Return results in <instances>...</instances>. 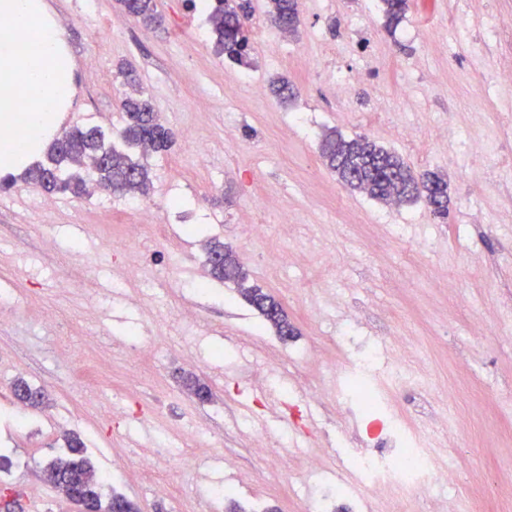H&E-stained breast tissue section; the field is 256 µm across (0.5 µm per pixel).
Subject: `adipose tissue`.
I'll use <instances>...</instances> for the list:
<instances>
[{
  "label": "adipose tissue",
  "mask_w": 512,
  "mask_h": 512,
  "mask_svg": "<svg viewBox=\"0 0 512 512\" xmlns=\"http://www.w3.org/2000/svg\"><path fill=\"white\" fill-rule=\"evenodd\" d=\"M74 68L45 0H0V180L41 161L71 107Z\"/></svg>",
  "instance_id": "1"
}]
</instances>
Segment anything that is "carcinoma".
Here are the masks:
<instances>
[{
  "mask_svg": "<svg viewBox=\"0 0 512 512\" xmlns=\"http://www.w3.org/2000/svg\"><path fill=\"white\" fill-rule=\"evenodd\" d=\"M119 2L144 27L159 23L155 0ZM381 2L387 25L399 24L405 17L407 0ZM205 9L217 49L239 65L249 64L251 0H206ZM266 13L272 23L291 34L300 22L299 0H267ZM121 109L125 114L120 131L124 146L115 145L94 127H74L63 134L66 149L61 151L51 146L48 163L29 169L26 178L49 193L76 197L91 194L93 188L125 196L146 195L151 186L149 165L146 160L133 157L128 149L148 141L151 148L143 152L144 157L166 152L173 144L174 135L148 100L139 94L125 96ZM321 157L344 186L373 200L384 203L421 200L429 208L438 206L437 217L448 216V180L444 175L434 171L416 173L399 154L365 137H345L333 131L322 140ZM205 255L209 277L235 285L244 300L275 329L277 336H283L285 327H293L278 300L259 287L247 285V273L223 241L207 240ZM15 396L31 408L42 405L45 398L42 390L23 380L15 385ZM67 448L66 455L52 460L45 468L48 482L56 488L67 482L82 486L95 502L96 512H138L136 505L122 495L103 496L99 479L86 457L85 444L79 437H69Z\"/></svg>",
  "mask_w": 512,
  "mask_h": 512,
  "instance_id": "obj_1",
  "label": "carcinoma"
}]
</instances>
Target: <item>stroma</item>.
Returning a JSON list of instances; mask_svg holds the SVG:
<instances>
[{
  "label": "stroma",
  "mask_w": 512,
  "mask_h": 512,
  "mask_svg": "<svg viewBox=\"0 0 512 512\" xmlns=\"http://www.w3.org/2000/svg\"><path fill=\"white\" fill-rule=\"evenodd\" d=\"M46 2L76 66L74 106L60 129L115 134L124 122L120 100L135 88L171 128L174 144L148 159L152 187L142 203L156 218L135 237L125 234L137 219L125 196L58 195L48 211L42 189L24 179L0 189V310L12 314L0 324V454L9 460L0 498L75 512L44 477L75 433L95 470L139 512H248L255 494L271 512H310V494L296 491L290 475L301 449H289L277 468L252 439L307 432L332 471L346 453L341 438L362 429L306 399L256 396L261 368L272 364L285 376L294 368L287 343L234 285L196 288L204 240L216 237L236 253L249 283L282 304L300 340L324 356L332 354L330 338L349 326L350 309L377 301L390 326L383 353L397 336L419 342L416 369L426 381H442L449 411L480 403L474 428L451 423L432 438L459 453L473 512H499L483 490L512 467V418L496 406L512 396V339L472 333L512 303V214L497 206L512 193V114L499 111L491 82L512 66V54L483 37L489 18L461 11L458 0H408L404 20L390 28L380 0H299V28L275 53L265 0H252L266 38L239 66L217 52L190 0H157L162 24L155 29L118 0ZM371 55L380 58L375 77L337 97V73ZM127 66L136 86L124 82ZM278 77L293 87L288 102L250 86ZM450 121L454 135L420 150L398 136L407 129L420 139ZM189 128L211 147L207 165L197 161ZM333 130L394 150L415 171L445 174L447 217L420 201L386 205L343 186L319 154ZM465 139L490 148L472 158L460 147ZM259 219L261 239L248 232ZM424 241L428 250L417 252ZM326 250L336 256L329 270L318 262ZM131 263L142 279L117 287ZM136 292L151 312L131 302ZM318 293L336 306L312 318L301 300ZM462 295L477 298L479 309H463ZM46 312L56 315L54 325L43 323ZM134 336L149 351L138 368L125 349ZM19 379L47 395L21 420L14 416ZM191 379L208 386L210 400L195 397ZM116 403L127 411L119 420L109 413ZM317 415L324 423L309 431ZM159 433L181 450L163 462L177 489L166 497L138 469Z\"/></svg>",
  "instance_id": "1"
}]
</instances>
